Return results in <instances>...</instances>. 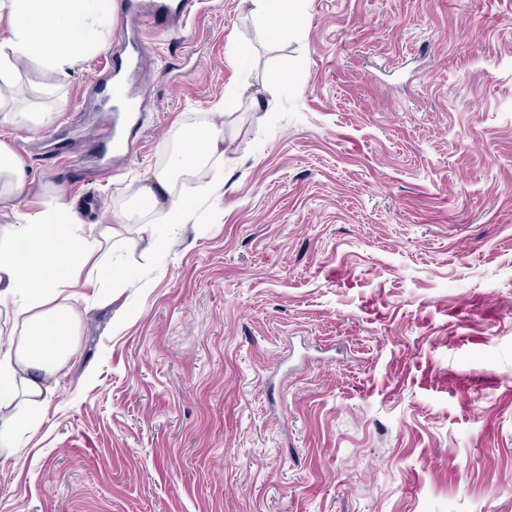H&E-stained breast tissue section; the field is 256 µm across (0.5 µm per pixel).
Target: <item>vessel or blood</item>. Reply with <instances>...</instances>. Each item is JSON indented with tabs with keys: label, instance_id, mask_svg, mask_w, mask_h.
I'll return each mask as SVG.
<instances>
[{
	"label": "vessel or blood",
	"instance_id": "vessel-or-blood-1",
	"mask_svg": "<svg viewBox=\"0 0 512 512\" xmlns=\"http://www.w3.org/2000/svg\"><path fill=\"white\" fill-rule=\"evenodd\" d=\"M201 0H121L118 28L119 46L107 54V64L115 83L100 82L93 94L101 103L111 104L115 114L111 126L97 136L105 148L100 161L111 155H132L143 146L142 128L137 120L147 103L152 75L147 64L150 47L147 33H165L184 28L196 14Z\"/></svg>",
	"mask_w": 512,
	"mask_h": 512
}]
</instances>
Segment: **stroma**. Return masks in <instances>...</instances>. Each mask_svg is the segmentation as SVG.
<instances>
[{"label": "stroma", "instance_id": "1", "mask_svg": "<svg viewBox=\"0 0 512 512\" xmlns=\"http://www.w3.org/2000/svg\"><path fill=\"white\" fill-rule=\"evenodd\" d=\"M268 40L246 0L158 34L141 153L83 158L116 27L20 66L12 131L82 223L131 207L162 143L224 106V181L127 257L0 512H512V0H302ZM49 113L34 116L32 112H17L0 93V128L21 129L46 123L50 120Z\"/></svg>", "mask_w": 512, "mask_h": 512}]
</instances>
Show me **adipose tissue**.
<instances>
[{
    "label": "adipose tissue",
    "mask_w": 512,
    "mask_h": 512,
    "mask_svg": "<svg viewBox=\"0 0 512 512\" xmlns=\"http://www.w3.org/2000/svg\"><path fill=\"white\" fill-rule=\"evenodd\" d=\"M258 27L273 40L287 38L299 26L294 0H248ZM11 24L0 40V87L20 93L16 69L36 62L49 70L84 59L111 23L113 0H0V16ZM199 163L222 180L224 134L200 124L193 132ZM190 161L170 152L147 183L133 187L142 212L120 211L101 224L79 223L65 194L38 211L20 214L18 223L0 231V314L11 317L0 328V452L12 453L17 440L43 424L58 375L78 351V329L90 306H79L69 290L80 284L119 288L129 277L126 255L137 250L169 252L175 240L166 228L181 223L197 197L212 193L199 186L197 197L176 190ZM32 179L24 160L0 136V201L19 206Z\"/></svg>",
    "instance_id": "obj_1"
}]
</instances>
